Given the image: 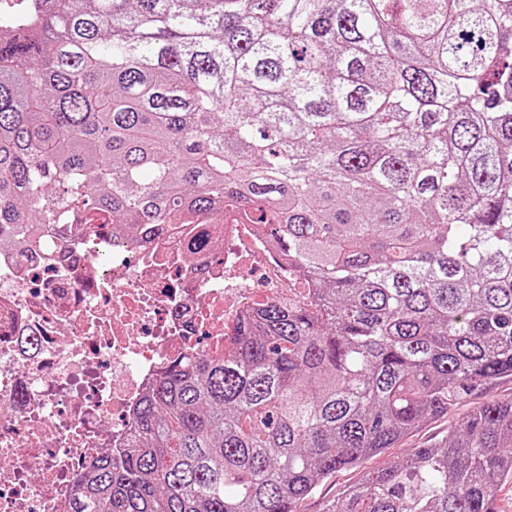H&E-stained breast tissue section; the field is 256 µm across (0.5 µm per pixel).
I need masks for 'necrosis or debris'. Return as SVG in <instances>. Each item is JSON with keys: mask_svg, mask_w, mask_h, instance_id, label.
I'll return each mask as SVG.
<instances>
[{"mask_svg": "<svg viewBox=\"0 0 512 512\" xmlns=\"http://www.w3.org/2000/svg\"><path fill=\"white\" fill-rule=\"evenodd\" d=\"M205 225L220 246L203 253ZM42 241L38 263L0 248V512H70L74 475L127 446L160 369L222 350L289 274L255 225L226 211L156 238L114 225Z\"/></svg>", "mask_w": 512, "mask_h": 512, "instance_id": "1", "label": "necrosis or debris"}]
</instances>
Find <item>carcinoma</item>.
Wrapping results in <instances>:
<instances>
[{
  "label": "carcinoma",
  "mask_w": 512,
  "mask_h": 512,
  "mask_svg": "<svg viewBox=\"0 0 512 512\" xmlns=\"http://www.w3.org/2000/svg\"><path fill=\"white\" fill-rule=\"evenodd\" d=\"M230 208L316 289L170 362L70 512H296L512 381V0H52L0 31V244ZM512 399L323 512H500ZM512 382L504 381L490 387L479 396L463 400L448 417L429 420L423 426L408 434L395 448H387L378 456L365 459L358 469H341L323 481L315 493L299 503L298 512H322L325 504L337 497L345 488L357 481L363 474L381 468L388 459L401 458L409 454L413 448L428 446L433 440L448 431V425L467 416L479 403L488 399H511Z\"/></svg>",
  "instance_id": "carcinoma-1"
}]
</instances>
